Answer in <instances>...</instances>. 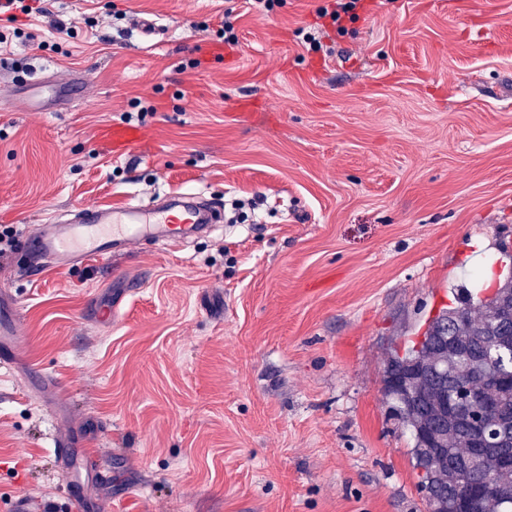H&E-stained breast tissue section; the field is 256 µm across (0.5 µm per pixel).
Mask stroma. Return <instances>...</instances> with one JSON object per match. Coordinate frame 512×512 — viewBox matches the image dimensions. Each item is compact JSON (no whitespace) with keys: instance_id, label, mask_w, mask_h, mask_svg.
Instances as JSON below:
<instances>
[{"instance_id":"1","label":"stroma","mask_w":512,"mask_h":512,"mask_svg":"<svg viewBox=\"0 0 512 512\" xmlns=\"http://www.w3.org/2000/svg\"><path fill=\"white\" fill-rule=\"evenodd\" d=\"M335 4L46 0L23 38L0 13V85L88 81L62 112L0 105V286L23 329L0 368V512H72L57 430L106 459L86 512H430L384 371L512 273V0H360L313 51L300 31ZM227 11L239 44L216 58ZM149 99L113 156L101 130ZM177 191L241 219L26 277L51 213ZM33 365L55 389L31 391Z\"/></svg>"}]
</instances>
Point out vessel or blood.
<instances>
[{
    "label": "vessel or blood",
    "instance_id": "1",
    "mask_svg": "<svg viewBox=\"0 0 512 512\" xmlns=\"http://www.w3.org/2000/svg\"><path fill=\"white\" fill-rule=\"evenodd\" d=\"M84 78L73 77L55 84V102L66 104L83 97ZM140 138L136 129L115 125L107 142L115 151L130 149ZM221 204L198 195L168 194L163 205L126 203L120 207L84 205L73 217L53 219L38 225L33 239L38 257L28 276L37 278L46 270L115 258L145 243L166 244L182 238L201 224H218ZM21 331L18 304L0 312V364L15 361V336Z\"/></svg>",
    "mask_w": 512,
    "mask_h": 512
}]
</instances>
